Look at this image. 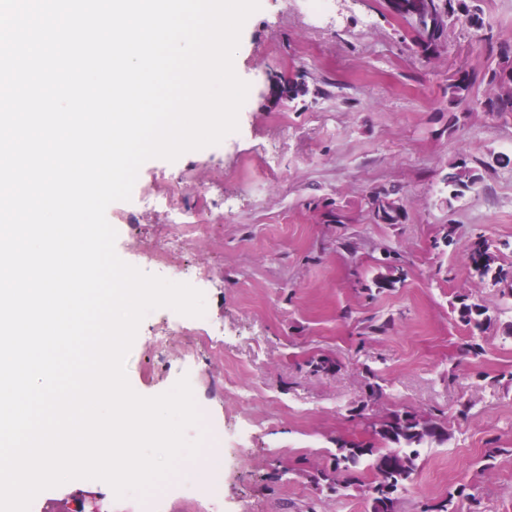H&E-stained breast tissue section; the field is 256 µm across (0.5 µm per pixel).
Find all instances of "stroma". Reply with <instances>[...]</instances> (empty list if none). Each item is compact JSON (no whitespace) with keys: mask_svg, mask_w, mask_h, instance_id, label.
<instances>
[{"mask_svg":"<svg viewBox=\"0 0 512 512\" xmlns=\"http://www.w3.org/2000/svg\"><path fill=\"white\" fill-rule=\"evenodd\" d=\"M260 4L234 58L250 85L236 136L220 154L146 161L130 200L106 211L124 262L173 282L212 269L214 281L192 285L205 297L201 327L223 329L224 353L173 330L180 314L159 308L140 324L129 383L162 394L194 358L196 403L224 425V512H370V471L335 492L311 476L331 467L336 438L369 441L371 423L403 410L440 418L449 438L421 448L401 512H429L447 495L450 512H512V299L472 278L464 252L481 236L512 265V114L478 108L452 127L445 92L451 73L482 72L488 53L459 24L425 60L384 0H327L319 14L305 0ZM280 73L303 74L309 95L269 107ZM499 155L510 164L446 204L452 163ZM380 188L396 190L400 223L374 222L367 202ZM148 193L180 205L223 196L224 220L159 265L151 254L171 227L165 209L144 206ZM460 294L496 319L476 359L459 352ZM384 320L387 331L370 332ZM320 358L334 372L313 371ZM373 377L385 393L370 403ZM491 448L495 464L481 469Z\"/></svg>","mask_w":512,"mask_h":512,"instance_id":"stroma-1","label":"stroma"}]
</instances>
